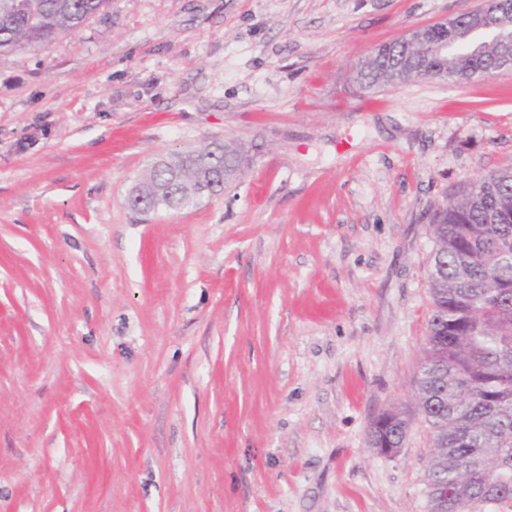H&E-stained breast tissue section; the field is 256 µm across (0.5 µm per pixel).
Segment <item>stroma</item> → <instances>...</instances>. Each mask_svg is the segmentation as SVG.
I'll return each instance as SVG.
<instances>
[{
	"label": "stroma",
	"mask_w": 512,
	"mask_h": 512,
	"mask_svg": "<svg viewBox=\"0 0 512 512\" xmlns=\"http://www.w3.org/2000/svg\"><path fill=\"white\" fill-rule=\"evenodd\" d=\"M481 4L111 0L0 54V512H429L430 214L512 168V69L355 75ZM216 139L223 194L128 210ZM380 417L381 415L377 419ZM410 422L411 419L401 411L390 410L384 413L380 421L374 422L370 429L369 445L376 448L380 454L396 455L405 442ZM386 442H391L399 448H379Z\"/></svg>",
	"instance_id": "obj_1"
}]
</instances>
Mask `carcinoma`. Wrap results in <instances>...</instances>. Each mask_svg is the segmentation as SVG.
I'll return each mask as SVG.
<instances>
[{"instance_id": "1", "label": "carcinoma", "mask_w": 512, "mask_h": 512, "mask_svg": "<svg viewBox=\"0 0 512 512\" xmlns=\"http://www.w3.org/2000/svg\"><path fill=\"white\" fill-rule=\"evenodd\" d=\"M110 0H0V53L37 48L76 31ZM472 34L443 38L431 31L412 44L393 41L400 66L375 53L357 83L418 79L430 73L468 81L495 73L512 27L491 32L477 18ZM222 143L176 153L178 177L221 184L240 169L238 149ZM431 233L432 315L414 381L417 412L431 428L429 512H512V169L462 184L434 209ZM411 419L390 410L372 425L373 448L403 446Z\"/></svg>"}]
</instances>
